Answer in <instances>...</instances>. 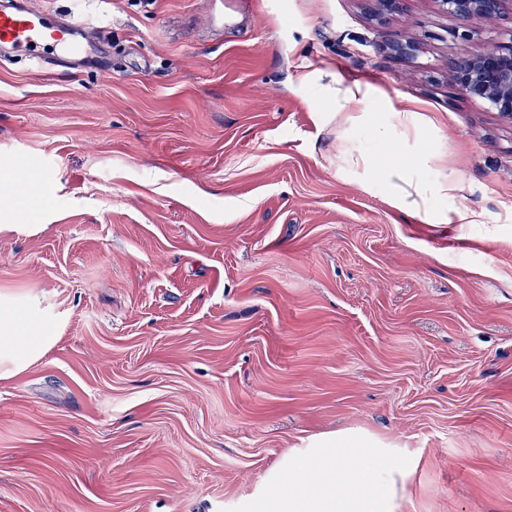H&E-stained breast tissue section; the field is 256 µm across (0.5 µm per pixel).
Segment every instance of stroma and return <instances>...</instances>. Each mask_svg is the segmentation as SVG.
<instances>
[{"label": "stroma", "instance_id": "stroma-1", "mask_svg": "<svg viewBox=\"0 0 512 512\" xmlns=\"http://www.w3.org/2000/svg\"><path fill=\"white\" fill-rule=\"evenodd\" d=\"M35 2L92 27L77 68L0 63V512H252L319 448L383 449L393 512H512V120L448 68L512 0H240L221 35L210 0ZM502 1L504 0H436L444 12L460 19L475 15L492 18L497 14ZM393 205L403 212H418L429 206V192L417 185L409 184L407 188L393 185L390 189Z\"/></svg>", "mask_w": 512, "mask_h": 512}]
</instances>
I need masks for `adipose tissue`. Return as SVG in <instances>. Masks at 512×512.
Listing matches in <instances>:
<instances>
[{
    "instance_id": "ef3b65f1",
    "label": "adipose tissue",
    "mask_w": 512,
    "mask_h": 512,
    "mask_svg": "<svg viewBox=\"0 0 512 512\" xmlns=\"http://www.w3.org/2000/svg\"><path fill=\"white\" fill-rule=\"evenodd\" d=\"M463 190L460 181L445 177L430 191L412 184L392 186L390 196L397 209L409 213L428 208L431 196L455 197ZM289 472L287 492L270 495L258 512H392L395 472L381 454L367 455L352 470L330 450L315 455L312 462L292 464ZM340 485L346 486V493H337Z\"/></svg>"
}]
</instances>
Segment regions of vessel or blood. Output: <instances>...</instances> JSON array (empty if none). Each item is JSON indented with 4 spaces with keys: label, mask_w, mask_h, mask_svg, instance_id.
I'll list each match as a JSON object with an SVG mask.
<instances>
[{
    "label": "vessel or blood",
    "mask_w": 512,
    "mask_h": 512,
    "mask_svg": "<svg viewBox=\"0 0 512 512\" xmlns=\"http://www.w3.org/2000/svg\"><path fill=\"white\" fill-rule=\"evenodd\" d=\"M73 21L49 26L31 0H0V58L21 54L32 62L64 60L76 55Z\"/></svg>",
    "instance_id": "b4317fda"
}]
</instances>
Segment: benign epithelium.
Instances as JSON below:
<instances>
[{
  "mask_svg": "<svg viewBox=\"0 0 512 512\" xmlns=\"http://www.w3.org/2000/svg\"><path fill=\"white\" fill-rule=\"evenodd\" d=\"M441 9L460 19L493 17L502 0H436ZM491 46L482 54L465 59L453 70L458 93L485 101L499 114L512 118V32L489 35Z\"/></svg>",
  "mask_w": 512,
  "mask_h": 512,
  "instance_id": "7a95c632",
  "label": "benign epithelium"
}]
</instances>
